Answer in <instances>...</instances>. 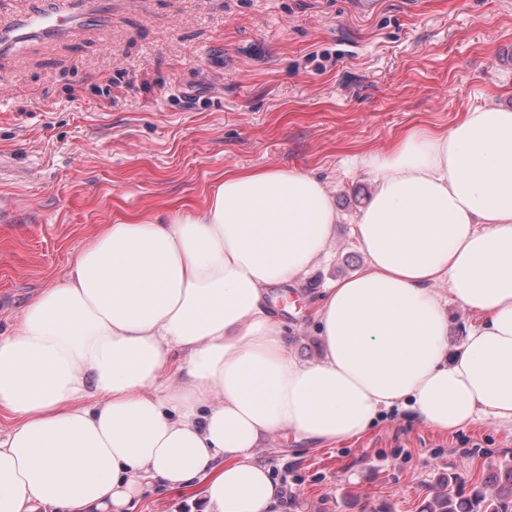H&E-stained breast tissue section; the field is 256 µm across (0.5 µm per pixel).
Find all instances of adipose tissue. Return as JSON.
Listing matches in <instances>:
<instances>
[{
    "instance_id": "1",
    "label": "adipose tissue",
    "mask_w": 512,
    "mask_h": 512,
    "mask_svg": "<svg viewBox=\"0 0 512 512\" xmlns=\"http://www.w3.org/2000/svg\"><path fill=\"white\" fill-rule=\"evenodd\" d=\"M374 190L364 267L332 282L303 359L269 308L329 254L339 215L300 170L225 172L203 210L107 224L0 336V512H129L217 459L207 512H280L260 461L407 412L439 431L512 425V109L468 107L356 157ZM475 315L448 348L449 305Z\"/></svg>"
}]
</instances>
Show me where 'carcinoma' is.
Instances as JSON below:
<instances>
[{
  "label": "carcinoma",
  "mask_w": 512,
  "mask_h": 512,
  "mask_svg": "<svg viewBox=\"0 0 512 512\" xmlns=\"http://www.w3.org/2000/svg\"><path fill=\"white\" fill-rule=\"evenodd\" d=\"M460 478L448 476V491L435 495L427 512H512V463L490 466L485 477L460 488Z\"/></svg>",
  "instance_id": "cac0c4a2"
}]
</instances>
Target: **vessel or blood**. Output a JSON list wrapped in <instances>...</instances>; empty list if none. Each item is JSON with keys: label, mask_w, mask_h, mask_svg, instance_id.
I'll return each instance as SVG.
<instances>
[{"label": "vessel or blood", "mask_w": 512, "mask_h": 512, "mask_svg": "<svg viewBox=\"0 0 512 512\" xmlns=\"http://www.w3.org/2000/svg\"><path fill=\"white\" fill-rule=\"evenodd\" d=\"M111 13L112 0H28L24 13L0 25V50L32 39H71Z\"/></svg>", "instance_id": "b4317fda"}]
</instances>
